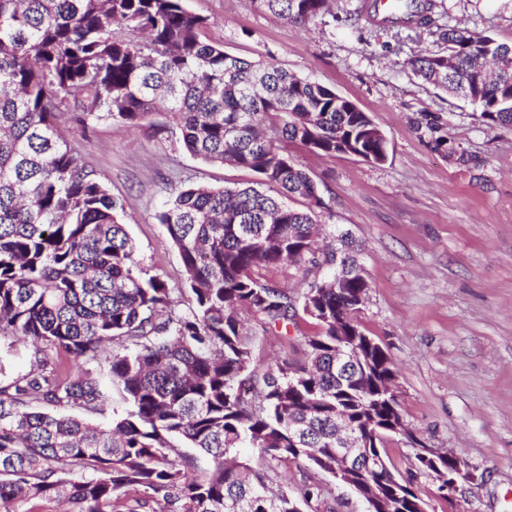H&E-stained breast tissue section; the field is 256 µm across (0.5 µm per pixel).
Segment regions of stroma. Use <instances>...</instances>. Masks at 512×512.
<instances>
[{"mask_svg":"<svg viewBox=\"0 0 512 512\" xmlns=\"http://www.w3.org/2000/svg\"><path fill=\"white\" fill-rule=\"evenodd\" d=\"M206 18L207 39L249 61L277 63L316 80L372 117L388 142L376 164L291 149L315 181L317 221L349 233L370 288L358 318L390 354L400 411L423 443L459 454L475 478L443 496L419 478L428 512H512V128H489L469 102L423 83L408 62L443 50L441 27L512 41V0H441L438 27L356 29L361 0H334L301 26L252 0H185ZM59 124L78 156L120 205L134 258L169 287L183 265L156 212L188 186L256 185L258 174L207 164L155 114L132 128L87 115L64 96ZM443 119V146L418 129L421 113ZM314 327L298 315L287 341L256 334L258 371L303 361Z\"/></svg>","mask_w":512,"mask_h":512,"instance_id":"1","label":"stroma"}]
</instances>
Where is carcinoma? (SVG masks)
Masks as SVG:
<instances>
[{"label": "carcinoma", "instance_id": "carcinoma-1", "mask_svg": "<svg viewBox=\"0 0 512 512\" xmlns=\"http://www.w3.org/2000/svg\"><path fill=\"white\" fill-rule=\"evenodd\" d=\"M300 25L330 12L332 0H254ZM436 0H395L387 22L435 24ZM123 25L144 39L113 30ZM207 19L184 0H0V335L34 348L30 370L0 384V509L50 500L64 512H335L326 488L301 479L275 490L268 470L294 462L336 476V413L355 423L380 470L353 478L393 493L413 512L416 459L402 475L387 461L399 402L382 389L396 367L379 345L362 349L366 374L336 367V347L363 330L357 298L369 288L352 254L336 290L310 283L303 313L317 331L307 359L270 366L255 380L253 332L288 328L297 317L288 291L258 271L316 264L315 181L288 147L325 156L341 145L373 163L387 141L371 117L332 88L267 61L232 57L202 38ZM448 52L409 64L424 81L470 101L491 128L512 126V42L449 28ZM84 95L83 112L130 127L156 113L209 164L255 172L269 191L190 187L165 201L166 227L184 268L170 288L136 262L119 205L80 163L57 126L59 96ZM443 145L439 116L422 113ZM299 197L305 208L290 206ZM116 343L119 350L105 354ZM67 357L64 368L59 356ZM131 404L108 425L83 418L106 396L97 374ZM259 382L257 399L241 393ZM194 448L212 461L193 475Z\"/></svg>", "mask_w": 512, "mask_h": 512}]
</instances>
